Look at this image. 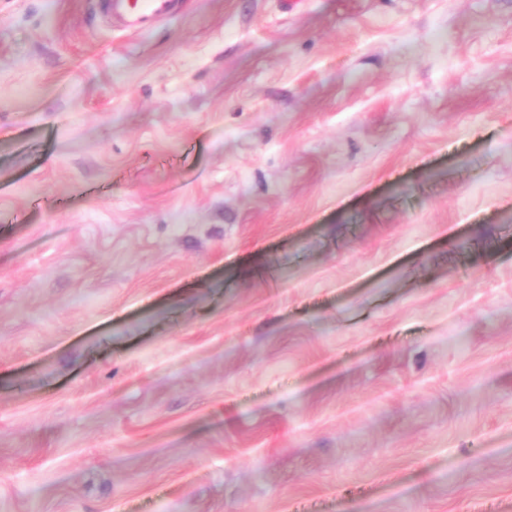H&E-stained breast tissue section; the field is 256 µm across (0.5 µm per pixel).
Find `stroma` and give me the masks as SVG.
<instances>
[{"label": "stroma", "instance_id": "obj_1", "mask_svg": "<svg viewBox=\"0 0 512 512\" xmlns=\"http://www.w3.org/2000/svg\"><path fill=\"white\" fill-rule=\"evenodd\" d=\"M0 512H512V0H0ZM107 12L119 20L123 28L138 33L166 19L172 11V0H108Z\"/></svg>", "mask_w": 512, "mask_h": 512}]
</instances>
